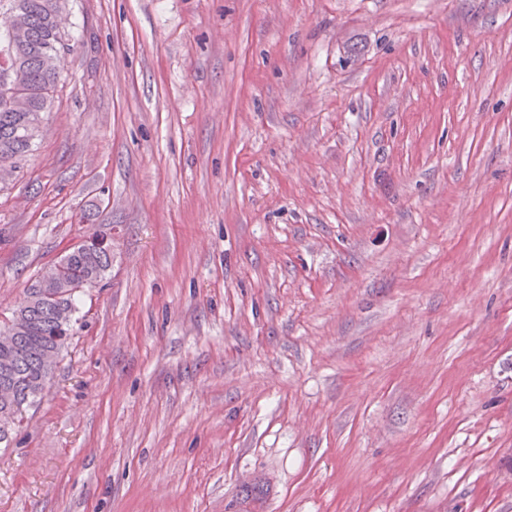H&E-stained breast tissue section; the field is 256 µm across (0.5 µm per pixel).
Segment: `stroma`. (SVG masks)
Here are the masks:
<instances>
[{"instance_id": "35a3bbf8", "label": "stroma", "mask_w": 512, "mask_h": 512, "mask_svg": "<svg viewBox=\"0 0 512 512\" xmlns=\"http://www.w3.org/2000/svg\"><path fill=\"white\" fill-rule=\"evenodd\" d=\"M0 319L110 243L0 512H512V0H67ZM87 241L79 246L73 247L68 257L67 265L62 277L67 281L83 282L93 281L96 284L105 278L106 273L112 265V253L108 246L99 241L91 244L89 249L79 252V248L86 246Z\"/></svg>"}]
</instances>
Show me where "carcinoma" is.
Returning a JSON list of instances; mask_svg holds the SVG:
<instances>
[{
    "label": "carcinoma",
    "instance_id": "cac0c4a2",
    "mask_svg": "<svg viewBox=\"0 0 512 512\" xmlns=\"http://www.w3.org/2000/svg\"><path fill=\"white\" fill-rule=\"evenodd\" d=\"M9 2L0 24V182L31 150L60 79L58 59L69 50L61 21L65 0ZM112 265L103 242L68 257L62 277L99 282ZM78 294L54 283L53 269L26 288L23 301L0 326V443L23 421L51 382L73 336Z\"/></svg>",
    "mask_w": 512,
    "mask_h": 512
}]
</instances>
